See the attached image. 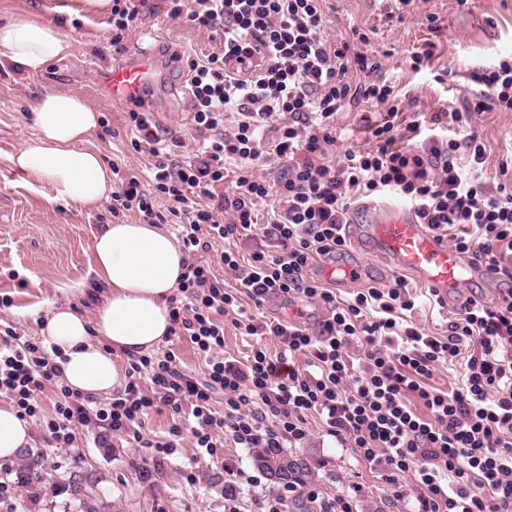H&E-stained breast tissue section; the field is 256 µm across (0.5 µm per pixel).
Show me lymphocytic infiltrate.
Returning <instances> with one entry per match:
<instances>
[{
  "mask_svg": "<svg viewBox=\"0 0 512 512\" xmlns=\"http://www.w3.org/2000/svg\"><path fill=\"white\" fill-rule=\"evenodd\" d=\"M170 18L221 37L222 49L187 58V90L198 147L171 162L168 145L148 113L128 112L131 145L153 163L148 174L112 179V212H133L145 224L175 225L186 274L169 299L170 334L188 338L204 370L182 371L174 352L132 357L123 388L101 399L70 388L57 350L0 327V395L20 420L35 423L52 447H73L80 428L125 435L161 464L182 445L194 459L220 464L225 483L242 484V469L223 446L282 448L309 434L319 416L324 432L349 448L383 479L412 480L417 512H512V188L490 186L481 174L486 148L477 133L426 137L398 146L395 119L404 101L382 78L381 64L331 41L323 0H168ZM366 74L353 84L351 68ZM478 94L463 109H440L429 119L463 124L473 113L512 110V57L474 73ZM385 106L369 124L373 143L331 160L336 115L352 101ZM235 114L232 130L224 117ZM237 168L225 192L227 164ZM276 166L275 176L263 169ZM396 193L453 247L499 272L510 283L495 302L467 298L443 337L405 326L415 299L403 277L376 283L344 299L313 274L347 246L348 192ZM169 203L167 211L155 204ZM274 199L266 224L258 202ZM264 229L275 253L240 260L236 243ZM223 243L220 261L239 286L228 289L208 258ZM301 300L324 313L317 331L256 315L272 298ZM254 312H247L245 302ZM252 340L244 359L224 354L225 315ZM277 338L279 351L265 340ZM401 346L381 349L383 337ZM360 344L353 365L347 349ZM465 355L457 387L435 393L425 378L448 358ZM304 368H295V360ZM55 393L52 414L42 394ZM223 394L216 406L215 394ZM425 413H418L413 399ZM179 418L167 436L147 434L152 413Z\"/></svg>",
  "mask_w": 512,
  "mask_h": 512,
  "instance_id": "lymphocytic-infiltrate-1",
  "label": "lymphocytic infiltrate"
}]
</instances>
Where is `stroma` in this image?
I'll return each mask as SVG.
<instances>
[{"label": "stroma", "instance_id": "35a3bbf8", "mask_svg": "<svg viewBox=\"0 0 512 512\" xmlns=\"http://www.w3.org/2000/svg\"><path fill=\"white\" fill-rule=\"evenodd\" d=\"M147 3L148 10L116 47L108 12L83 10L79 0H0L1 20L35 14L58 23L75 41L72 56L36 74L0 65V324L15 327L27 340L38 341L40 322L53 307L68 305L92 315L95 302L90 294L97 284L90 271L93 238L114 221L103 205L90 210L51 201L50 185L33 182L12 166L11 156L35 135L33 98L50 90L82 96L100 118L88 138L89 148L121 170H146L150 157L130 144L126 127L130 107L112 102L103 76L149 50L158 57V79L144 91L143 109L170 138L179 140L176 156H187L197 147L185 94L187 68L172 54L181 50L208 54L220 44L211 33L170 19L165 0ZM431 13L441 18L440 28L427 26L425 17ZM329 19L331 39L347 37L353 27L365 32L368 41L358 44V51L380 60L382 77L413 98V105L397 118L403 128L422 122L442 106L462 108L479 90L473 71L512 55V0H468L463 6L457 0H415L407 10L397 0H336ZM429 43L434 46L432 58L421 70H412L411 55ZM385 115L384 107L361 101L338 113L336 154L368 148V122ZM473 127L486 146L485 179L493 185H512V110L476 115ZM338 261L360 271L357 283L337 285V294L344 298L403 273L394 260L352 247ZM407 283L416 297L407 317L409 326L428 336L447 335L456 300L438 306L415 278ZM309 429L308 439L293 444L289 452L306 461V479L323 497H336L356 485L360 493L352 512H415L412 491L394 496L379 472L324 435L318 424H310ZM31 447L39 452L41 470L48 478L37 491L35 512H70V495L53 483L73 474L81 476L99 512H225L223 475L207 462H193L190 452L177 451L157 466L147 449L129 447L122 437L104 441L98 431L87 429L79 430L73 448L65 452L50 448L37 431ZM189 471L196 473V482L185 480Z\"/></svg>", "mask_w": 512, "mask_h": 512}]
</instances>
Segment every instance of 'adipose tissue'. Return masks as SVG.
I'll return each instance as SVG.
<instances>
[{
    "mask_svg": "<svg viewBox=\"0 0 512 512\" xmlns=\"http://www.w3.org/2000/svg\"><path fill=\"white\" fill-rule=\"evenodd\" d=\"M75 42L57 24L35 16L0 21V62L29 73L73 55ZM36 136L12 155V165L48 182L57 200L94 208L112 193V170L86 141L99 115L81 96L47 91L31 104ZM92 270L107 287L93 317L59 306L39 330L43 343L61 349L63 378L94 396L121 380L113 353L139 356L157 348L171 325L168 299L184 272L176 240L156 224H107L93 240ZM31 442L29 425L0 404V459Z\"/></svg>",
    "mask_w": 512,
    "mask_h": 512,
    "instance_id": "1",
    "label": "adipose tissue"
}]
</instances>
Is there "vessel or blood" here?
Returning a JSON list of instances; mask_svg holds the SVG:
<instances>
[{"instance_id": "obj_1", "label": "vessel or blood", "mask_w": 512, "mask_h": 512, "mask_svg": "<svg viewBox=\"0 0 512 512\" xmlns=\"http://www.w3.org/2000/svg\"><path fill=\"white\" fill-rule=\"evenodd\" d=\"M156 69L154 56L141 55L130 64L107 71L104 82L113 100L130 103L141 98L153 82ZM363 234L379 255L395 259L443 298L472 279L491 274L487 266L475 264L466 254L449 248L446 240L419 223L414 209L402 203L374 205Z\"/></svg>"}]
</instances>
